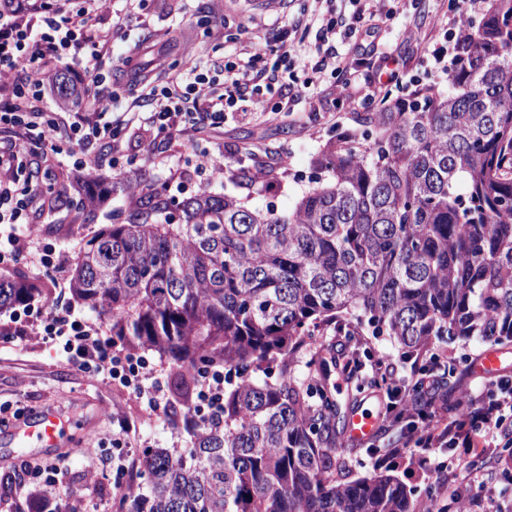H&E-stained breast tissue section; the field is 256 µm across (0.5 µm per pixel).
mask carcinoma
I'll use <instances>...</instances> for the list:
<instances>
[{
	"mask_svg": "<svg viewBox=\"0 0 512 512\" xmlns=\"http://www.w3.org/2000/svg\"><path fill=\"white\" fill-rule=\"evenodd\" d=\"M59 104L88 90L49 77ZM314 160L284 213L202 191L175 204L147 188L122 224L85 242L73 298L107 317L131 354L171 363V416L197 372L224 367V405L185 448H146L117 512H432L395 475L345 481L348 407L326 346L295 373L321 326L365 324L404 352L443 336L512 342V0H485L448 70L381 112H356ZM90 224L108 196L57 192ZM0 277V314L48 298ZM277 372H272V369Z\"/></svg>",
	"mask_w": 512,
	"mask_h": 512,
	"instance_id": "1",
	"label": "carcinoma"
}]
</instances>
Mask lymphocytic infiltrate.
Wrapping results in <instances>:
<instances>
[{"instance_id":"lymphocytic-infiltrate-1","label":"lymphocytic infiltrate","mask_w":512,"mask_h":512,"mask_svg":"<svg viewBox=\"0 0 512 512\" xmlns=\"http://www.w3.org/2000/svg\"><path fill=\"white\" fill-rule=\"evenodd\" d=\"M83 7L74 13H48L32 25H20L14 12L0 11V78L12 91V101L0 108V125L20 127L27 141L39 145L43 154L58 151L60 139H67L71 154L86 177H94L96 168L86 160L90 149L113 152L115 132L111 113L101 111L93 116L75 113L67 128H59L46 119L37 102L41 96L37 63L44 52L62 55L73 39H81L88 56H96L106 34L95 28L93 18L102 10L101 0H83ZM377 29L376 14L370 9L358 10L352 25L324 13L298 20L265 43L254 47L247 59L224 64V92L213 98L207 111H199L192 99L200 95L205 77L196 66L184 70V91L164 87L149 92L145 98L149 109L139 120L159 132L177 126L197 128L219 126L224 114L238 102L259 95L263 88L280 82L288 101H295L312 87L321 74H336V89L346 99L361 103H377L387 87L399 84L402 66L398 59L379 51L377 43H369L363 56L372 58L375 69L361 85H352L346 74L345 57L334 47L336 34L347 30L355 34L358 25ZM313 34L314 44L307 56L291 55L287 42L296 33ZM46 171L31 159L25 144H0V271L9 272L30 240L28 213L40 196ZM41 319L44 339L63 344L69 365L99 376L104 385L119 383L132 390L149 407L160 408L164 391L159 382L160 372L155 363L142 356L127 354L113 344L100 326L87 320L71 307H43ZM441 360L430 357L428 364L411 363L408 370L388 367L386 395L388 401L381 416L384 428L396 432L397 439L378 463L413 453L414 449L445 448L449 453L458 449H480L487 463L480 468L432 462L424 454L419 463L434 478L439 492L449 493L453 502L465 503L468 512H504L501 506L495 452L512 446V380L496 378L482 383L476 393H469L464 414L436 418L431 404L441 390ZM224 395V374L212 371L202 374L198 382L196 406L185 418L187 426L211 415ZM137 429L127 419H119L112 434V446L102 455L98 468L111 476L115 488L124 490L134 484L132 478L133 450L139 447ZM20 482L16 496L24 500L25 512H58L53 493L66 472L62 459L31 462L16 466Z\"/></svg>"}]
</instances>
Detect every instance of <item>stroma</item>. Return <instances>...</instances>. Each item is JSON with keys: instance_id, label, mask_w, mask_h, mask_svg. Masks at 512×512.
<instances>
[{"instance_id": "stroma-1", "label": "stroma", "mask_w": 512, "mask_h": 512, "mask_svg": "<svg viewBox=\"0 0 512 512\" xmlns=\"http://www.w3.org/2000/svg\"><path fill=\"white\" fill-rule=\"evenodd\" d=\"M455 7V0H420L389 21L379 43L383 51L407 64L404 80L391 87V96L411 91L412 77L422 75L426 67L421 42L447 29ZM314 8L313 0H112L110 8L96 16V26L109 32V42L91 61L80 46L71 47L68 74L92 93L112 98L117 115L139 111L142 104L140 97L127 91L129 70L118 65L122 56L133 57L158 87L171 83L182 70L181 60L191 58L211 91L219 95L224 91L225 61L242 57ZM128 12L137 16L136 25L117 26V16ZM280 99L275 90L262 99L239 103L237 111L225 115L223 125L186 135L169 136L136 122L124 123L115 157L129 176L121 178L106 163L98 167L96 174L111 183L112 195L91 224L84 223L77 209L56 202L52 194L53 189L79 180L80 170L69 160L54 165L52 188L43 192L32 216L38 248L77 258L87 239L123 222L139 200L141 188L153 184L165 186L170 200L206 190L248 198L257 208L290 210L315 176L314 158L338 131L352 127V116L362 106L337 98L336 79L329 74L323 75L310 95L298 100L293 112L275 111ZM206 152L222 155L223 174L212 177L198 171ZM243 169L249 171L251 182L239 180ZM39 320V310L31 309L27 336L10 338L3 331L10 328L11 320L0 316V402L19 404L30 413L56 409L74 422L77 437H82L84 421H91L94 437L84 440L85 455L70 457L59 499L65 504L72 494L92 488L96 495L86 501V512H105L119 491L96 474L93 458L98 438L111 437L117 417L132 421L153 448L184 447L186 435L172 423L168 406L151 410L121 385L107 387L93 373L67 367L39 336ZM485 349V343L476 341L440 340L433 345V353L440 358L459 360L455 373L445 378L448 395L437 402L436 415H448L450 399L477 386L471 369Z\"/></svg>"}]
</instances>
